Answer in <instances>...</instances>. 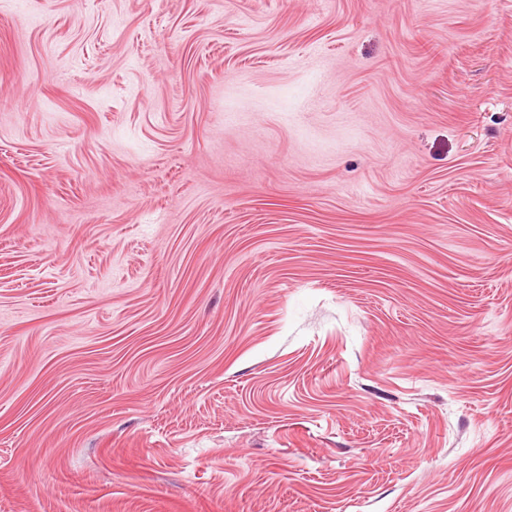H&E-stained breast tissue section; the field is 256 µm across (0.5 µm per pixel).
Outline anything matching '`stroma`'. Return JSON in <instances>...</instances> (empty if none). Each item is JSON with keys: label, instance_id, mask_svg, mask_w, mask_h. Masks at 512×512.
Segmentation results:
<instances>
[{"label": "stroma", "instance_id": "1", "mask_svg": "<svg viewBox=\"0 0 512 512\" xmlns=\"http://www.w3.org/2000/svg\"><path fill=\"white\" fill-rule=\"evenodd\" d=\"M0 512H512V0H0Z\"/></svg>", "mask_w": 512, "mask_h": 512}]
</instances>
